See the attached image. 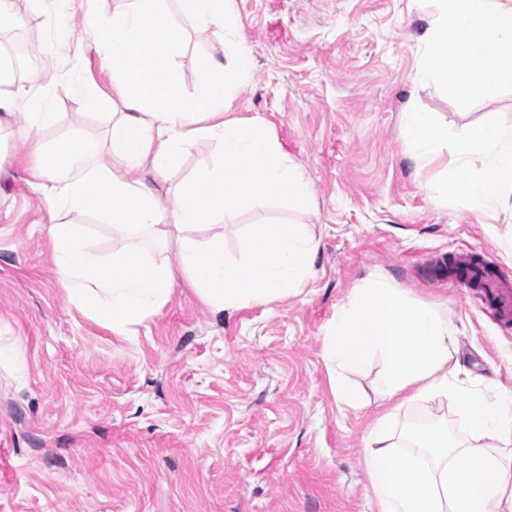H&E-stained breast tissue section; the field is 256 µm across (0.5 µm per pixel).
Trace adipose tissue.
<instances>
[{
  "instance_id": "obj_1",
  "label": "adipose tissue",
  "mask_w": 512,
  "mask_h": 512,
  "mask_svg": "<svg viewBox=\"0 0 512 512\" xmlns=\"http://www.w3.org/2000/svg\"><path fill=\"white\" fill-rule=\"evenodd\" d=\"M99 2L89 0L86 35L78 43H71L60 26L65 0H54L46 21L57 30V53L79 58L92 53L111 71L112 93L121 109L112 115L107 138L122 164L100 163V145L77 129L53 146L38 141L32 148L37 188L48 208L98 213L124 242L101 260L87 251L77 225L51 227L70 301L122 334L169 301L178 270L216 313L297 293L313 273L317 250L305 225L292 220L257 225L242 239L241 257L234 261L224 253L222 236L203 245L190 235L239 203L277 201L297 212L313 203L303 167L288 158L264 119L224 117L254 67L235 0H181L187 21L224 35L223 57L207 60L188 93L175 65L183 45L164 21L163 0H130L107 20ZM434 2L436 18L426 35L421 79L464 99L489 96L503 81H512V0ZM135 56L147 57L149 66L131 69ZM53 100L37 73L21 78L0 63L1 114L23 107L38 128L53 121ZM399 136L414 160L429 161L447 149L456 156L448 179L427 190L433 206L453 198L472 211L490 210L498 204L489 194L491 186L512 187V125L478 126L452 141L430 113L408 111ZM201 139L220 146L222 161L187 179L170 207H158L146 173H168ZM146 233L173 244L172 258H150L140 244ZM454 334L437 309L408 300L380 274L337 310L326 331L331 387L341 403L356 407L361 402L344 372L361 369L377 356L384 363L377 380L382 394L452 395L470 436L469 445L461 446L449 440L447 427L429 426L413 439L414 447L428 452L429 462L402 458L393 442V415L379 416L363 458L378 512H512V454L501 451L512 443V393L490 397L458 382L459 365L448 350Z\"/></svg>"
}]
</instances>
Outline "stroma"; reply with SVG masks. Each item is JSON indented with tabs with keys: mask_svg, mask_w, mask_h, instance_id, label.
<instances>
[{
	"mask_svg": "<svg viewBox=\"0 0 512 512\" xmlns=\"http://www.w3.org/2000/svg\"><path fill=\"white\" fill-rule=\"evenodd\" d=\"M31 0H15L19 24L0 25V58L17 41L40 55L44 84L57 88L52 124L31 128L23 113L0 127V512H376L363 468L365 439L389 407L372 360L349 378L364 393L338 402L324 359L338 307L371 275H385L411 301L447 315L450 351L465 385L512 392V320L483 289L451 273L461 257L512 283V209L476 215L452 202L434 209L424 186L443 180L446 154L410 159L397 129L413 108L432 113L449 139L487 123L512 124V83L492 97L460 100L420 81L431 14L419 0H237L255 70L229 117L264 118L313 186L301 215L318 248L300 293L216 314L176 273L169 301L123 335L70 303L52 255L49 228L79 224L89 251L110 256L120 241L96 214L51 213L34 185L31 141L80 128L104 139L107 119L64 91L72 58L54 52L55 31ZM168 24L184 50L176 63L193 80L222 54L221 37L185 21L167 0ZM222 158L216 143L190 146L168 174L147 182L168 205L191 173ZM292 214L244 204L224 224L229 256L245 232ZM467 427L453 398L409 400L393 431L398 454L422 457L406 429L416 415Z\"/></svg>",
	"mask_w": 512,
	"mask_h": 512,
	"instance_id": "35a3bbf8",
	"label": "stroma"
}]
</instances>
